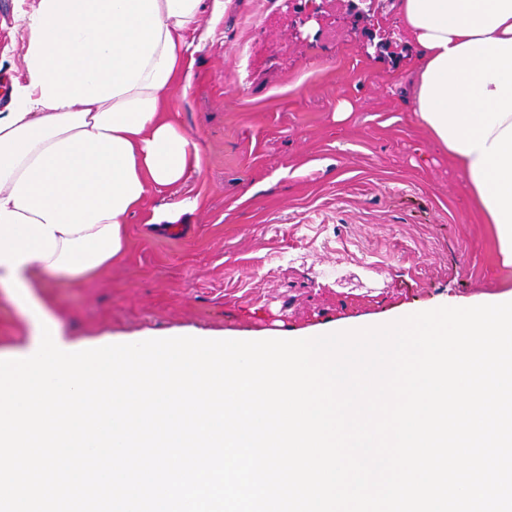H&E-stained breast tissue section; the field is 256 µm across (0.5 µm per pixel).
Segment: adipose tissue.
<instances>
[{"mask_svg": "<svg viewBox=\"0 0 512 512\" xmlns=\"http://www.w3.org/2000/svg\"><path fill=\"white\" fill-rule=\"evenodd\" d=\"M206 5L223 15L224 0H35L22 12L25 80L0 109V204L42 151L84 130L131 144L142 196L116 218L56 233L52 257L14 270L0 263V280L16 276L32 291L45 274L97 275L122 255L128 215L144 196L200 173V145L170 110L192 76ZM395 8L419 48L415 112L512 265V0H396Z\"/></svg>", "mask_w": 512, "mask_h": 512, "instance_id": "1", "label": "adipose tissue"}]
</instances>
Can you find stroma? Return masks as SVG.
<instances>
[{"label": "stroma", "mask_w": 512, "mask_h": 512, "mask_svg": "<svg viewBox=\"0 0 512 512\" xmlns=\"http://www.w3.org/2000/svg\"><path fill=\"white\" fill-rule=\"evenodd\" d=\"M393 3L369 19L348 0H228L173 102L202 170L129 216L123 256L96 278L38 289L65 336L301 333L512 289L493 225L413 111L416 48ZM33 4L0 0V106L24 79L18 16ZM31 339L0 288V355Z\"/></svg>", "instance_id": "35a3bbf8"}]
</instances>
